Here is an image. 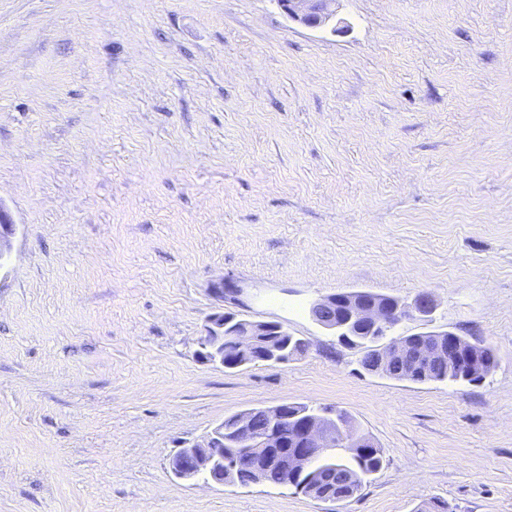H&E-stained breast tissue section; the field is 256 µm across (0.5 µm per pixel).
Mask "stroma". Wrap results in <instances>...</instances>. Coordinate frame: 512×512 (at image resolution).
I'll return each instance as SVG.
<instances>
[{
  "label": "stroma",
  "mask_w": 512,
  "mask_h": 512,
  "mask_svg": "<svg viewBox=\"0 0 512 512\" xmlns=\"http://www.w3.org/2000/svg\"><path fill=\"white\" fill-rule=\"evenodd\" d=\"M0 512H512V0H0ZM310 352L227 370L213 283ZM368 290L396 333L490 346L479 385L362 369L310 317ZM345 410L357 497L177 478L254 407ZM288 17L300 24L319 28L329 24L334 11L332 4L338 0H278Z\"/></svg>",
  "instance_id": "1"
}]
</instances>
